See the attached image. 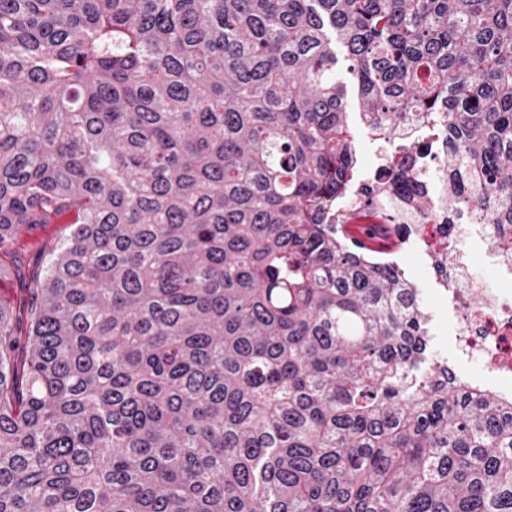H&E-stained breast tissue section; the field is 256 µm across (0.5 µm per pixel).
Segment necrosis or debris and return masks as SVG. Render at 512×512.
<instances>
[{
  "label": "necrosis or debris",
  "mask_w": 512,
  "mask_h": 512,
  "mask_svg": "<svg viewBox=\"0 0 512 512\" xmlns=\"http://www.w3.org/2000/svg\"><path fill=\"white\" fill-rule=\"evenodd\" d=\"M430 121L420 112L408 113L394 127H368L372 141L383 143L380 162L388 150L419 144ZM336 224H394L406 243L439 235L448 226V246L443 252V271L435 281L448 301V330L453 340L448 367L453 375H465L468 384L512 401V247L501 246L495 225L486 223L471 209L448 212L437 204L432 215L402 205L394 199H378L367 205L362 192L345 196L332 216ZM495 273V283L483 285L476 267Z\"/></svg>",
  "instance_id": "obj_1"
}]
</instances>
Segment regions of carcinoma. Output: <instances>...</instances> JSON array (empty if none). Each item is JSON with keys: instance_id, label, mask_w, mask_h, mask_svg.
<instances>
[{"instance_id": "cac0c4a2", "label": "carcinoma", "mask_w": 512, "mask_h": 512, "mask_svg": "<svg viewBox=\"0 0 512 512\" xmlns=\"http://www.w3.org/2000/svg\"><path fill=\"white\" fill-rule=\"evenodd\" d=\"M362 114L512 237V0H0V512H512V403L326 218ZM398 154L366 191L407 183ZM336 53L339 58L338 67L348 86L346 112H349L350 121L357 133L356 150L359 158V176L363 169L373 176L376 169V155L375 147L370 139L373 142H382L385 149L404 150L414 145L417 146L422 140L425 127L431 128L433 121L428 119L430 115H423V112H410L393 128H388L384 124L371 127L364 125L360 119V103L355 81L344 71L343 56L339 47H336ZM70 224H48L44 227H38L30 232L22 234L23 247L27 248L23 256V270L26 272L25 279L19 283L15 274H12L9 281L3 284L0 289L2 297L9 298L10 300L16 299V296L21 292L19 288H23V284L30 283L29 273L35 270H41L44 267V254L41 246L47 244L60 245L65 240L69 233Z\"/></svg>"}]
</instances>
